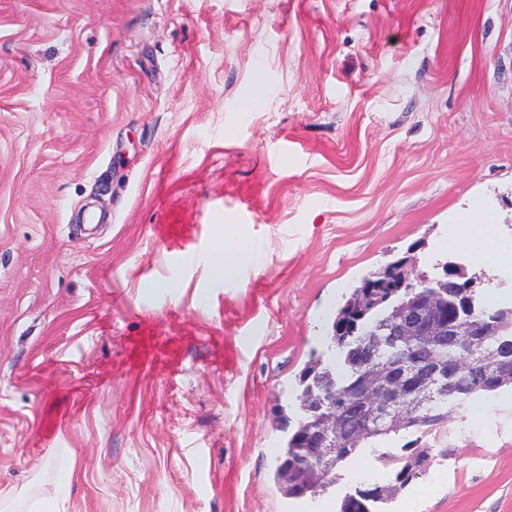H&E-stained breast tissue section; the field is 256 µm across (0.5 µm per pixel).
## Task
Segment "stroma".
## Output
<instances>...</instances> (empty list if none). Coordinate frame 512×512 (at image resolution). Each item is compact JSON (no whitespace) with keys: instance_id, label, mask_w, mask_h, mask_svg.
I'll return each instance as SVG.
<instances>
[{"instance_id":"35a3bbf8","label":"stroma","mask_w":512,"mask_h":512,"mask_svg":"<svg viewBox=\"0 0 512 512\" xmlns=\"http://www.w3.org/2000/svg\"><path fill=\"white\" fill-rule=\"evenodd\" d=\"M470 207L512 240V0H0V489L339 512L391 475L283 497L286 389L400 258L512 296ZM485 422L427 436L392 512H512V391Z\"/></svg>"}]
</instances>
